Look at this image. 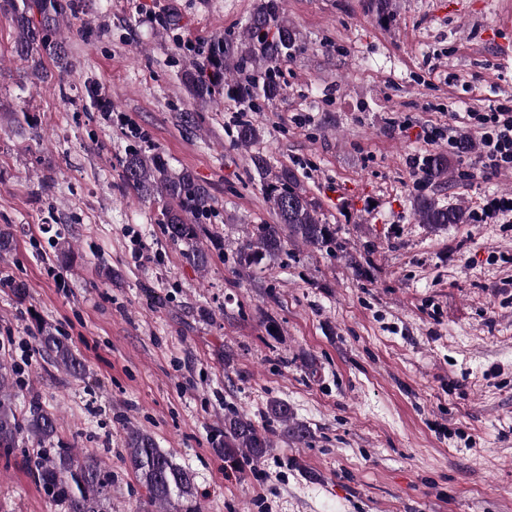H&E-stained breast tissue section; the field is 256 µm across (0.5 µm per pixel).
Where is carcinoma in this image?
Listing matches in <instances>:
<instances>
[{"mask_svg":"<svg viewBox=\"0 0 512 512\" xmlns=\"http://www.w3.org/2000/svg\"><path fill=\"white\" fill-rule=\"evenodd\" d=\"M284 0H263L251 15L239 38L214 44L207 56L212 72L209 78L192 80L195 94L212 98L216 89L227 87L228 95L240 98L272 100L281 91L275 79L274 64L290 57L298 48L299 33L284 17ZM83 0H0V14L10 16L18 30L14 53L22 60L39 51L52 59L56 67L67 69L63 41L55 38L63 25L70 24L83 10ZM260 137L251 122L238 125L236 143L249 148ZM249 179L257 182L276 216L275 224H259L253 234L237 249L236 265L244 272L262 268L265 261L285 247V239L313 249L336 244V229L320 218L318 207L301 187L295 171L282 166L271 167L261 155L251 157ZM123 189L160 208L157 223L164 226L168 239L187 247L188 261L199 269L209 265V252L203 247L205 221L212 216L214 199L210 187L192 172L173 171L158 153L133 150L120 160ZM448 175V157L437 154L427 164L428 179ZM419 220L432 228L462 224L466 217L455 206L440 203L432 196L420 195L415 201ZM41 351L57 369L74 377L85 375L86 366L68 342L49 330L36 338ZM12 365L7 354H0V448H14L25 439L32 449L35 480L61 512H107L112 487V473L92 456H80L71 448H49L57 434L58 419L38 401H31L25 411L14 405L9 391ZM267 414L285 426L297 438L306 434L288 404L272 401ZM225 448H238L242 455L259 459L271 447L268 432L237 412L224 415ZM125 460L137 480L146 489L159 512H170L172 500L181 502L183 512H199L197 488L192 471L176 464L159 448L147 431L128 427L125 437Z\"/></svg>","mask_w":512,"mask_h":512,"instance_id":"1","label":"carcinoma"}]
</instances>
